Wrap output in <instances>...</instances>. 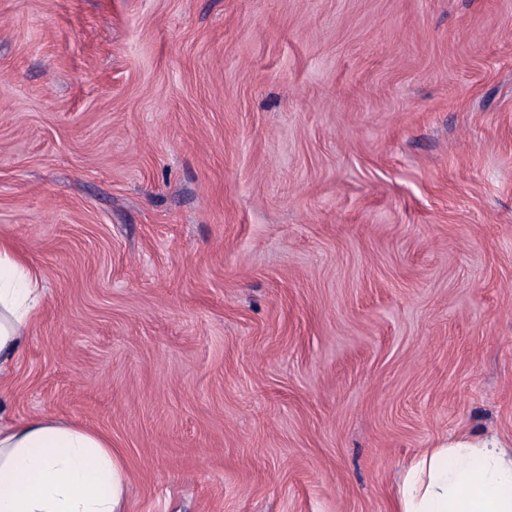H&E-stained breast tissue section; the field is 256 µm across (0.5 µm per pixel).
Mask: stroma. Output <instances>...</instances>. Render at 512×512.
Listing matches in <instances>:
<instances>
[{
    "label": "stroma",
    "mask_w": 512,
    "mask_h": 512,
    "mask_svg": "<svg viewBox=\"0 0 512 512\" xmlns=\"http://www.w3.org/2000/svg\"><path fill=\"white\" fill-rule=\"evenodd\" d=\"M0 417L112 441L125 512H393L512 439V0H0ZM42 298L36 274L0 244V375L20 356Z\"/></svg>",
    "instance_id": "35a3bbf8"
}]
</instances>
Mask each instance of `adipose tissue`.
<instances>
[{
    "label": "adipose tissue",
    "mask_w": 512,
    "mask_h": 512,
    "mask_svg": "<svg viewBox=\"0 0 512 512\" xmlns=\"http://www.w3.org/2000/svg\"><path fill=\"white\" fill-rule=\"evenodd\" d=\"M42 298L0 244V372L15 362ZM128 475L104 434L51 417L0 422V512H124ZM395 512H512V442L455 433L403 467Z\"/></svg>",
    "instance_id": "1"
}]
</instances>
